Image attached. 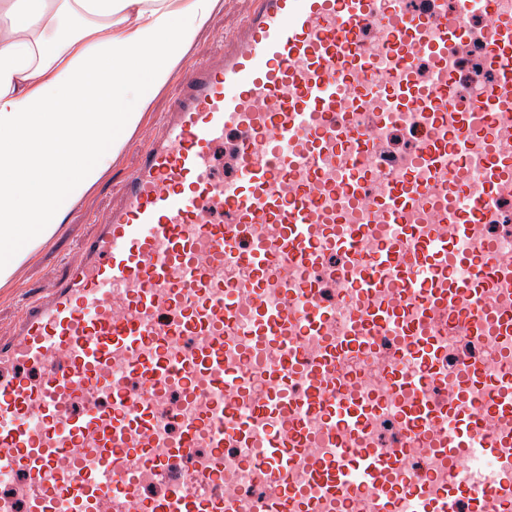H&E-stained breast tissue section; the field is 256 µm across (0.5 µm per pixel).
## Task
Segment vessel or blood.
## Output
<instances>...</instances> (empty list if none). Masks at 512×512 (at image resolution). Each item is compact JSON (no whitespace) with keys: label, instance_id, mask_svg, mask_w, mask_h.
Instances as JSON below:
<instances>
[{"label":"vessel or blood","instance_id":"obj_1","mask_svg":"<svg viewBox=\"0 0 512 512\" xmlns=\"http://www.w3.org/2000/svg\"><path fill=\"white\" fill-rule=\"evenodd\" d=\"M174 93L0 337V512H512V0H252Z\"/></svg>","mask_w":512,"mask_h":512}]
</instances>
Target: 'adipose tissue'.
Segmentation results:
<instances>
[{"label":"adipose tissue","instance_id":"obj_1","mask_svg":"<svg viewBox=\"0 0 512 512\" xmlns=\"http://www.w3.org/2000/svg\"><path fill=\"white\" fill-rule=\"evenodd\" d=\"M224 0H0V288L144 124Z\"/></svg>","mask_w":512,"mask_h":512}]
</instances>
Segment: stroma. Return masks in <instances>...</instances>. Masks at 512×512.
<instances>
[{"mask_svg": "<svg viewBox=\"0 0 512 512\" xmlns=\"http://www.w3.org/2000/svg\"><path fill=\"white\" fill-rule=\"evenodd\" d=\"M250 9V0H224V7L216 12L183 57L179 68L187 70L194 62L208 58L224 36L240 26ZM173 100L170 88H163L154 99L147 120L133 136L116 164L104 179L72 210L58 239L47 244L41 253L25 264L13 287L0 288V335H9L18 316L21 298L29 290L40 287L47 279L61 275L69 264L79 258V240L93 233L95 225L105 223L120 197L125 175L137 161L135 148L148 143L157 133L158 118L171 110Z\"/></svg>", "mask_w": 512, "mask_h": 512, "instance_id": "1", "label": "stroma"}]
</instances>
